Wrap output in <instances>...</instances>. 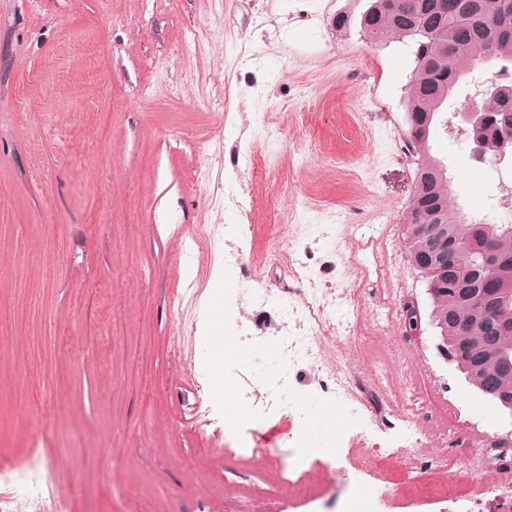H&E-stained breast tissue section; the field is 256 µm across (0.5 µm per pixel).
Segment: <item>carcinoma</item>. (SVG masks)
Here are the masks:
<instances>
[{"mask_svg":"<svg viewBox=\"0 0 512 512\" xmlns=\"http://www.w3.org/2000/svg\"><path fill=\"white\" fill-rule=\"evenodd\" d=\"M361 32L372 39H417L416 69L406 100L407 143L419 156L406 216L408 253L432 298V318L441 337L457 346L458 364L478 390L512 399V224L460 222L448 189V171L429 154V139L456 85L475 61L512 60V0H370ZM485 97L497 123L481 133L483 149L497 153L512 134V92L492 82Z\"/></svg>","mask_w":512,"mask_h":512,"instance_id":"obj_1","label":"carcinoma"}]
</instances>
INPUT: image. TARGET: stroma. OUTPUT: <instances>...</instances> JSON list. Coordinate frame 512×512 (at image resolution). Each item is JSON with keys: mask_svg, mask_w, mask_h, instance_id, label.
I'll return each instance as SVG.
<instances>
[{"mask_svg": "<svg viewBox=\"0 0 512 512\" xmlns=\"http://www.w3.org/2000/svg\"><path fill=\"white\" fill-rule=\"evenodd\" d=\"M368 3L0 0V496L38 447L58 460L57 483L77 488L73 512H341L349 483L397 488L407 459L394 451L376 468L372 454L413 407L420 455L443 463L422 470L416 506L392 512H448L449 485L482 496L468 464L512 468V449L494 446L512 442V413L441 355L406 250L417 44L364 37ZM493 72L460 83L430 140L472 220L487 191L459 110L482 102L475 81ZM21 95L29 111H10ZM349 243L361 266L339 262ZM305 245L317 293L363 299L317 359L291 369L295 410L270 415L262 384L282 361L267 342L285 333L289 279L275 255ZM211 292L244 349L232 365L254 388L225 433L268 450L301 433L291 471L225 457L192 424L223 407L209 372L222 356L202 330ZM379 302L394 311L385 330ZM342 365L355 401L325 404L319 384ZM22 396L54 409L35 418Z\"/></svg>", "mask_w": 512, "mask_h": 512, "instance_id": "35a3bbf8", "label": "stroma"}]
</instances>
